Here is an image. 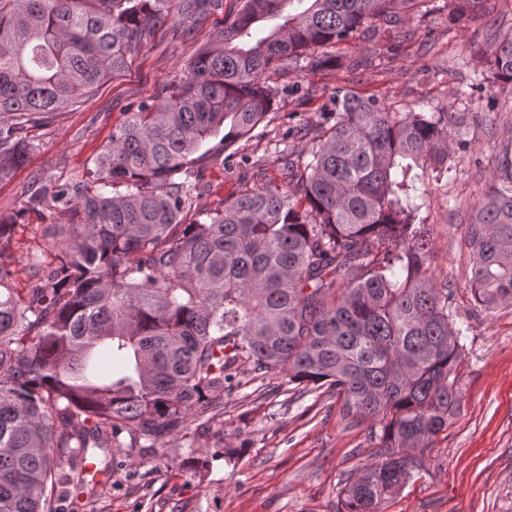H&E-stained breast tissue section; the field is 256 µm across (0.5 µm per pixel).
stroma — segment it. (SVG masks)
<instances>
[{
	"instance_id": "stroma-1",
	"label": "stroma",
	"mask_w": 512,
	"mask_h": 512,
	"mask_svg": "<svg viewBox=\"0 0 512 512\" xmlns=\"http://www.w3.org/2000/svg\"><path fill=\"white\" fill-rule=\"evenodd\" d=\"M512 29V0H479L453 19L450 8L412 12L392 24L373 23L331 47L332 68L289 59L269 72L279 89L267 120L229 152L202 164L205 189L183 223L203 220L225 198L254 184L251 161L278 186L288 169L275 151L288 128H314L336 93L387 95L411 106L458 101L474 59L491 31ZM158 31L125 72L47 121L27 125L28 159L0 180V214H20L11 252H38L54 259L43 236L46 224L67 221L62 205L38 210L26 201L45 180L76 183L126 114L179 77L208 36ZM489 182L487 169L462 162L448 183H429L420 212L432 240L437 277L447 280L452 307L466 322V359L460 368V410L439 436L407 486L384 512H512V305L487 312L470 300L471 256L466 221ZM223 441H210L208 471L189 469L190 449L178 439L167 447L124 457L109 494L94 512H341L348 478L374 462L368 423L345 415L342 399L326 386L281 385L268 376L224 398ZM238 448L234 461L221 448Z\"/></svg>"
}]
</instances>
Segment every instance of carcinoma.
<instances>
[{
    "instance_id": "cac0c4a2",
    "label": "carcinoma",
    "mask_w": 512,
    "mask_h": 512,
    "mask_svg": "<svg viewBox=\"0 0 512 512\" xmlns=\"http://www.w3.org/2000/svg\"><path fill=\"white\" fill-rule=\"evenodd\" d=\"M435 0H239L183 76L112 131L88 179L31 198L68 210L46 224L57 261L24 259L0 220V512H77L112 485L116 454L157 450L193 430L194 470L240 371L327 385L370 420L378 460L344 488L346 512H382L448 430L459 404L464 330L417 203L419 175L450 177L477 115L335 96L329 121L288 157V185L262 180L181 223L198 166L262 124L276 63L394 23ZM221 0H0V179L22 166L25 124L90 95L159 27L202 26ZM460 95L512 93V34ZM473 302L512 304V140L468 219ZM98 463L95 479L87 465Z\"/></svg>"
}]
</instances>
